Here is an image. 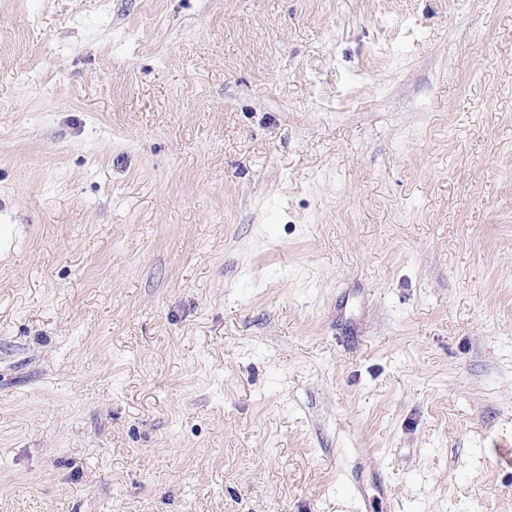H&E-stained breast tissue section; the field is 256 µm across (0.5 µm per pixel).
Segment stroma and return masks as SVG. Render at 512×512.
Returning <instances> with one entry per match:
<instances>
[{
  "label": "stroma",
  "mask_w": 512,
  "mask_h": 512,
  "mask_svg": "<svg viewBox=\"0 0 512 512\" xmlns=\"http://www.w3.org/2000/svg\"><path fill=\"white\" fill-rule=\"evenodd\" d=\"M0 224V512H512V0H0Z\"/></svg>",
  "instance_id": "1"
}]
</instances>
